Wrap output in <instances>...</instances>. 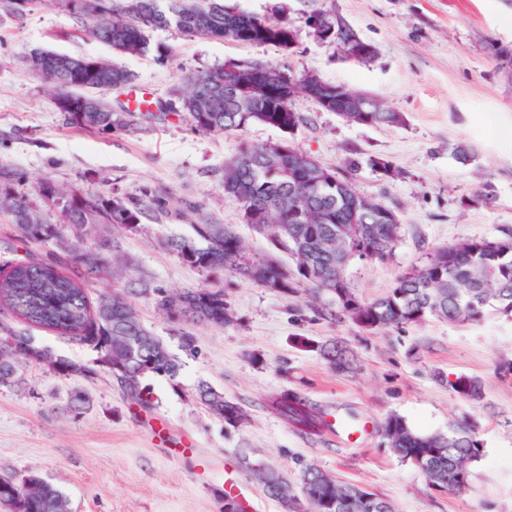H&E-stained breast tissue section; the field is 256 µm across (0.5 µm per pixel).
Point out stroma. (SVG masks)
I'll return each instance as SVG.
<instances>
[{"mask_svg": "<svg viewBox=\"0 0 512 512\" xmlns=\"http://www.w3.org/2000/svg\"><path fill=\"white\" fill-rule=\"evenodd\" d=\"M224 3L266 17L286 10L299 31L296 47L243 46L170 27L150 33L151 43L171 51L161 63L151 53H113L87 33L83 16L57 0H32L19 13L0 6V178L26 192L45 178L73 191L148 202L138 228L103 224L85 239L84 248L93 249L100 238L116 237L129 263L122 277H105L87 293L93 302L107 290L126 293L144 326L180 363L176 377L143 378L151 392L147 407L127 402L105 370L74 380L45 363L24 365L23 387H0V474H38L69 497L72 512H224L229 471L247 484L259 512H282L246 462L270 465L295 486L303 466L312 464L376 493L395 512H512V376L497 373L499 364L512 362V315L492 313L470 323L430 317L400 329H368L318 314L305 288L283 295L230 273L208 276L159 243L162 235L186 231L182 212L189 201L213 221L232 225L251 258L273 255L268 239L225 200L221 175L240 140L261 145L283 138L399 216L401 240L392 258L358 261L350 269L362 301L386 294L435 248L512 237V0ZM323 10L335 11L373 44L375 59L349 61L317 41L306 20ZM36 51L104 58L129 70L131 84L105 95L123 125L103 132L68 122L25 62ZM230 60L317 73L376 95L405 122L350 124L301 93L292 102L302 117L293 134L261 124L241 136L199 133L170 90ZM135 89L149 92L150 111L130 110ZM459 144L470 149L468 160L458 159ZM379 159L387 169L376 167ZM30 254L45 258L49 248L23 241L0 211V270ZM142 278L170 292L204 284L223 290L233 320L215 327L168 316L153 297L138 294ZM0 324L27 330L53 355L86 364L98 358L70 337L25 326L1 304ZM186 336L192 348L184 347ZM331 340L349 351L350 369L322 358L319 347ZM461 376L480 381L479 399L452 390ZM203 383L239 404L246 421L233 427L208 412L197 397ZM76 388L88 398L77 414L65 410ZM282 390L297 393L322 419L366 424L367 434L348 444L325 430L296 429L268 406V397ZM392 415L422 434L476 422L484 449L470 466L468 487L438 491L385 448L378 427ZM160 418L196 437L193 454L170 456L150 430Z\"/></svg>", "mask_w": 512, "mask_h": 512, "instance_id": "stroma-1", "label": "stroma"}]
</instances>
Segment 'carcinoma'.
<instances>
[{"label": "carcinoma", "instance_id": "cac0c4a2", "mask_svg": "<svg viewBox=\"0 0 512 512\" xmlns=\"http://www.w3.org/2000/svg\"><path fill=\"white\" fill-rule=\"evenodd\" d=\"M99 9L87 14V31L97 41L121 54L154 52L168 56V47L151 44L149 31L175 26L190 36L237 42L245 45H274L288 49L293 27L288 18L275 21L224 5V0H96ZM325 29L345 38L356 33L342 18L329 11L310 16ZM50 74L47 83L56 91L61 111L71 122L91 129L109 130L123 124L102 98L112 87L131 81L125 68L104 61L92 71L59 68L57 54L41 52ZM254 63L229 62L192 76L187 89L179 92L182 111L193 128L208 134H242L253 124H263L293 133L301 116L292 108L298 93L308 92L305 76L268 63L269 91L246 84ZM347 122L397 127L404 124L399 112L384 108L375 99L374 111L348 114ZM286 141L251 145L241 142L237 152L224 161L221 187L224 198L235 202L246 224L262 226L272 246L286 252L294 263L289 269L276 258L255 261L246 256L239 237L226 224L206 218L189 224L191 232L169 234L163 243L182 260L206 273H233L260 288L281 294L295 285L308 287L314 297L328 293L324 281L336 280L342 293H333L336 311L365 328H399L428 317L450 322H474L488 309L512 313V238L467 240L434 249L426 262L402 274L390 291L369 303L359 300L351 287L350 256L358 260L386 261L401 240L400 220L392 209L386 215L369 214L356 204L360 192L336 169L310 159L299 150L288 156L280 152ZM33 193L51 202L62 220L48 223L35 215L29 193L0 189V211L10 214L23 236L52 247L48 259L29 256L6 271H0V302L30 326L46 328L87 344L99 353L97 365L105 368L124 398L135 404L148 403L149 394L141 379L149 374L175 377L177 358L162 341L141 323L122 292L89 300L85 283L99 280L109 263L90 259L91 249L78 243L100 224H115L133 230L143 214L139 199H108L97 191L63 192L43 179ZM23 200V207L13 201ZM139 293L153 295L159 309L194 322L222 327L232 321L224 302V291L203 286L169 294L139 281ZM320 353L338 370L350 367L344 351L336 344H323ZM48 364L64 377H89L95 369L63 356H52L35 345L27 333L0 328V386L20 387L21 365ZM452 389L467 398L481 394L478 381L460 377ZM197 395L214 415L230 426L245 418L242 408L208 385ZM269 407L297 429L317 432L323 421L296 393L283 390L269 399ZM385 447L399 459L419 468L429 483L440 491H461L457 466L478 458L483 448L476 426L458 423L446 433L421 434L405 419L392 415L380 429ZM267 494L283 512H393L391 504L353 484L343 483L314 465L301 471L300 490L294 491L274 468L250 466ZM0 503L10 512H69V500L53 485L35 477L31 486L11 495L0 491Z\"/></svg>", "mask_w": 512, "mask_h": 512}]
</instances>
